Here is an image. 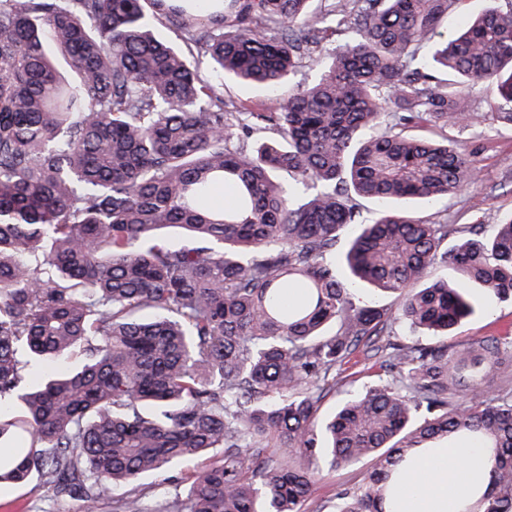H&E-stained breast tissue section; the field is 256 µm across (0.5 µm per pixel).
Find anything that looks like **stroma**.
<instances>
[{
	"label": "stroma",
	"instance_id": "stroma-1",
	"mask_svg": "<svg viewBox=\"0 0 512 512\" xmlns=\"http://www.w3.org/2000/svg\"><path fill=\"white\" fill-rule=\"evenodd\" d=\"M472 98L482 118L465 128H448L449 142L470 155L476 167L473 184L464 187L451 199L427 207L417 201H405L408 210L421 212L434 222L457 227L479 224L485 235H492L500 220L512 214V126L498 122L494 85L475 88ZM512 336V302L493 297L484 298L480 309L462 321L449 335H436L413 330L394 323L391 341L424 347L453 344L463 346L486 336ZM380 361L366 352H358L335 370L336 387L322 402L321 415H330L341 399L361 393L377 381ZM203 459H194L172 468L164 475H148L141 479L143 505L151 512L161 494L184 491ZM374 462L362 460L351 468L324 469V477L315 494L302 506V512H335L336 495L360 483L372 471ZM0 512H85V504L76 496H55L47 489L37 491L27 487L0 488Z\"/></svg>",
	"mask_w": 512,
	"mask_h": 512
}]
</instances>
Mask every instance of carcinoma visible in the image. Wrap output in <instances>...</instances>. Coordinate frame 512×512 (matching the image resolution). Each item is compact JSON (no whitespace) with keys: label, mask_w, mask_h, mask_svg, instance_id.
<instances>
[{"label":"carcinoma","mask_w":512,"mask_h":512,"mask_svg":"<svg viewBox=\"0 0 512 512\" xmlns=\"http://www.w3.org/2000/svg\"><path fill=\"white\" fill-rule=\"evenodd\" d=\"M310 2L0 0V486L144 512L141 477L210 453L154 512H302L321 464L371 457L336 512H386L413 455L467 439L492 473L470 512H512V391L486 389L512 336L384 341L396 319L446 335L475 312L465 287H413L439 262L512 299V217L450 249L448 225L393 206L474 181L418 134L470 126L472 88L495 83L512 125V0L449 34L455 0ZM226 80L288 94L244 112ZM364 285L396 307L355 304ZM361 347L387 377L320 418Z\"/></svg>","instance_id":"carcinoma-1"}]
</instances>
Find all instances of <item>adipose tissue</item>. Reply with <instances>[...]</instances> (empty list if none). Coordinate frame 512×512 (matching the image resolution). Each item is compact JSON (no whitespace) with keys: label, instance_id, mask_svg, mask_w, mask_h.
<instances>
[{"label":"adipose tissue","instance_id":"obj_1","mask_svg":"<svg viewBox=\"0 0 512 512\" xmlns=\"http://www.w3.org/2000/svg\"><path fill=\"white\" fill-rule=\"evenodd\" d=\"M458 457L466 458V469L455 466ZM490 476L483 452L473 444L425 449L401 470L387 512H467Z\"/></svg>","mask_w":512,"mask_h":512}]
</instances>
